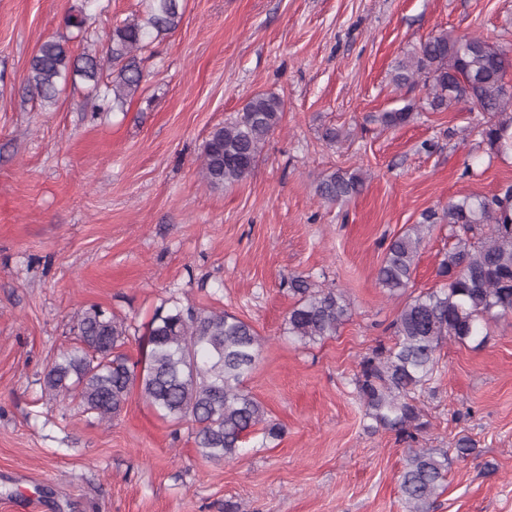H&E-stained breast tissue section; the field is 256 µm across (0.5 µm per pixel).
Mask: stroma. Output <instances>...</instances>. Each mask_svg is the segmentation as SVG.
<instances>
[{"mask_svg":"<svg viewBox=\"0 0 512 512\" xmlns=\"http://www.w3.org/2000/svg\"><path fill=\"white\" fill-rule=\"evenodd\" d=\"M182 4L178 29L139 56L141 91L94 112L77 76L41 106L28 61L51 38L105 55L144 0H0V512H405L399 475L420 448L452 455L433 512H512V314L488 322L483 344H442L415 395L427 423L415 440L368 430L354 384L408 299L438 287L453 244L446 222L425 229L411 284L391 297L376 281L391 239L425 211L512 185V154L480 136L488 114L431 111L425 88H395L392 71L441 31L512 49V0ZM79 12L85 28L66 26ZM259 93L283 101L279 126L249 176L209 186L210 131ZM408 102L414 121L380 125ZM340 169L361 170L363 191L323 202L317 185ZM292 277L343 295L335 336L285 334ZM174 301L253 325L262 354L246 387L279 439L217 464L190 423L138 397L104 426L44 394L78 308L140 328ZM463 437L475 452L454 457Z\"/></svg>","mask_w":512,"mask_h":512,"instance_id":"stroma-1","label":"stroma"}]
</instances>
